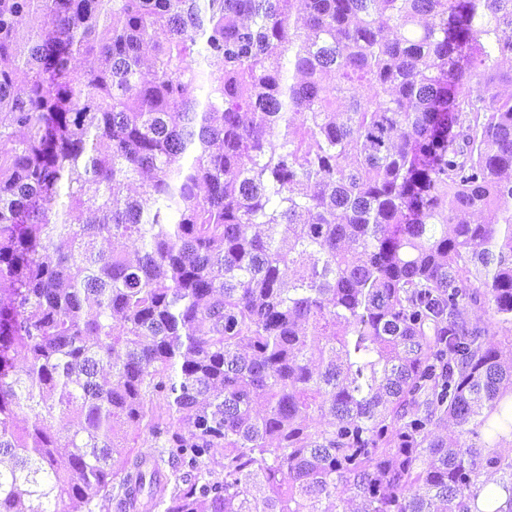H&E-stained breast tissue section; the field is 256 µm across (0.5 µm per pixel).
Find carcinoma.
Returning a JSON list of instances; mask_svg holds the SVG:
<instances>
[{
	"label": "carcinoma",
	"instance_id": "1",
	"mask_svg": "<svg viewBox=\"0 0 512 512\" xmlns=\"http://www.w3.org/2000/svg\"><path fill=\"white\" fill-rule=\"evenodd\" d=\"M506 60L512 0H0V512H512ZM470 317L473 321L488 329V334L492 337L493 342H502L500 348L503 351V358L508 359L510 357V346L507 341L504 342V330L501 328V324L497 323V319L494 318L492 312L490 310L486 312L484 310H474L470 313Z\"/></svg>",
	"mask_w": 512,
	"mask_h": 512
}]
</instances>
